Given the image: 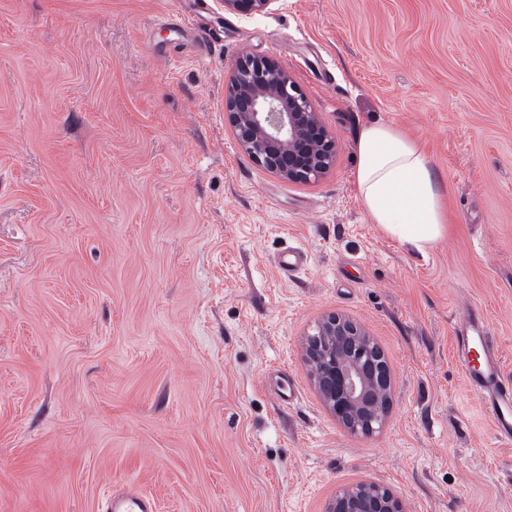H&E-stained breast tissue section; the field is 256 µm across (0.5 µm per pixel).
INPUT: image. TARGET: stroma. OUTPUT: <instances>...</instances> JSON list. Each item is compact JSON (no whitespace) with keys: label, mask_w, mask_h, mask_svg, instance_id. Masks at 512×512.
Masks as SVG:
<instances>
[{"label":"stroma","mask_w":512,"mask_h":512,"mask_svg":"<svg viewBox=\"0 0 512 512\" xmlns=\"http://www.w3.org/2000/svg\"><path fill=\"white\" fill-rule=\"evenodd\" d=\"M189 2L0 0V512H100L132 485L158 512H322L359 481L408 512H512V442L454 355L479 307L512 372V0H208L228 30L203 56L158 24ZM244 52L318 113L319 179L239 148L224 86ZM375 120L443 190L426 253L360 200ZM331 312L392 373L375 435L309 380L301 341Z\"/></svg>","instance_id":"35a3bbf8"}]
</instances>
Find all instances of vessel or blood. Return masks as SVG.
Returning <instances> with one entry per match:
<instances>
[{
  "label": "vessel or blood",
  "instance_id": "1",
  "mask_svg": "<svg viewBox=\"0 0 512 512\" xmlns=\"http://www.w3.org/2000/svg\"><path fill=\"white\" fill-rule=\"evenodd\" d=\"M455 357L464 382L482 401L497 438L512 441V376L506 375L489 323L473 312L455 330ZM105 512H157L135 488L109 494Z\"/></svg>",
  "mask_w": 512,
  "mask_h": 512
}]
</instances>
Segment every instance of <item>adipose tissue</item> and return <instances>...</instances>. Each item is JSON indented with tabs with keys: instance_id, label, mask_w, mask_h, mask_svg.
I'll return each instance as SVG.
<instances>
[{
	"instance_id": "obj_1",
	"label": "adipose tissue",
	"mask_w": 512,
	"mask_h": 512,
	"mask_svg": "<svg viewBox=\"0 0 512 512\" xmlns=\"http://www.w3.org/2000/svg\"><path fill=\"white\" fill-rule=\"evenodd\" d=\"M357 185L373 223L409 248L426 252L446 222L429 159L392 125L371 122L357 137Z\"/></svg>"
}]
</instances>
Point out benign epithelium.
<instances>
[{
    "instance_id": "7a95c632",
    "label": "benign epithelium",
    "mask_w": 512,
    "mask_h": 512,
    "mask_svg": "<svg viewBox=\"0 0 512 512\" xmlns=\"http://www.w3.org/2000/svg\"><path fill=\"white\" fill-rule=\"evenodd\" d=\"M224 112L238 144L257 164L288 181L322 176L335 157L318 113L286 70L269 57L245 53L232 66ZM311 383L326 409L355 435L384 427L392 377L371 337L349 318L322 317L304 337ZM323 512H406L391 489L375 483L341 484Z\"/></svg>"
}]
</instances>
